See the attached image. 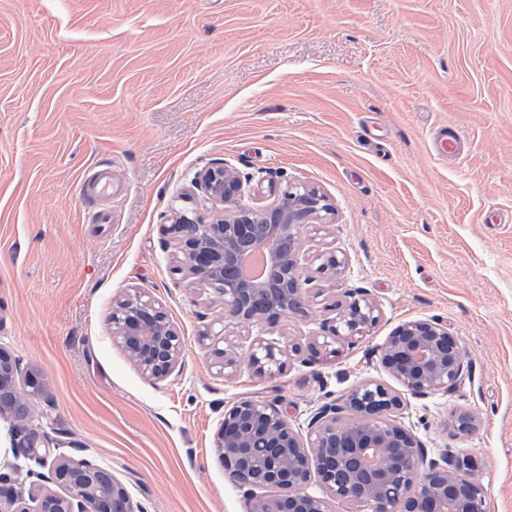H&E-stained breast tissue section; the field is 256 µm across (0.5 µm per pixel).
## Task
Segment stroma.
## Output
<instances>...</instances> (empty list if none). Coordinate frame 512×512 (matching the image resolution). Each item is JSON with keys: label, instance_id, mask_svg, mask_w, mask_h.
Returning a JSON list of instances; mask_svg holds the SVG:
<instances>
[{"label": "stroma", "instance_id": "1", "mask_svg": "<svg viewBox=\"0 0 512 512\" xmlns=\"http://www.w3.org/2000/svg\"><path fill=\"white\" fill-rule=\"evenodd\" d=\"M463 137L439 160L433 133ZM111 163L108 224L81 182ZM318 187L336 209L305 233L308 318L274 332L224 324L209 288L174 269L164 226L193 177ZM348 258L329 279L315 256ZM380 321L331 358L307 345L348 289ZM158 299L180 332L178 373L146 378L112 335L119 296ZM437 318L461 343L455 391L407 396L428 456L461 450L512 512V0H0V350L39 393L0 416V473L42 482L25 427L112 472L142 512H251L215 449L224 412L277 400L307 432L317 409L372 379L391 330ZM298 345L283 369L220 373L212 336ZM475 431L456 435L455 414Z\"/></svg>", "mask_w": 512, "mask_h": 512}]
</instances>
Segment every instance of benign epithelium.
Segmentation results:
<instances>
[{
  "label": "benign epithelium",
  "mask_w": 512,
  "mask_h": 512,
  "mask_svg": "<svg viewBox=\"0 0 512 512\" xmlns=\"http://www.w3.org/2000/svg\"><path fill=\"white\" fill-rule=\"evenodd\" d=\"M212 205L205 219L195 211H175L165 225L178 270L212 290L224 308V321L236 326H274L282 319L309 316L303 228L325 224L335 209L318 188L288 185L273 202L254 206L245 202L243 180L229 166L210 167L194 178ZM264 249L269 275L261 282L228 280L224 271L236 266L242 243ZM320 270L331 275L347 263L334 252L321 255ZM348 301L334 320L323 324V341L310 345L338 353L331 344L353 345L370 332L380 318L375 301L365 290L347 291ZM112 332L137 368L154 380L170 377L181 364L182 336L161 302L142 292L125 295L112 305ZM212 354L226 375L247 365L258 376L282 370L283 352L258 340L247 359L230 346ZM381 362L402 391L425 397L454 389L465 377L460 342L448 325L432 319H410L398 324L384 345ZM20 367L0 356V413L21 400ZM400 394L374 381L351 389L336 402L323 406L302 436L288 422L277 401L245 398L224 413L215 448L224 465L239 473L260 461V481L252 487L273 488L275 496L254 498L252 512H332V502L344 500L355 512H485L486 489L463 455L430 458L413 431L394 412L402 409ZM48 468L46 487L35 509L26 499L0 487V512H95L97 501L110 495L135 512L124 484L114 475L110 483L95 482L102 469L85 460L59 454L42 457ZM317 477L324 494L304 491Z\"/></svg>",
  "instance_id": "1"
}]
</instances>
